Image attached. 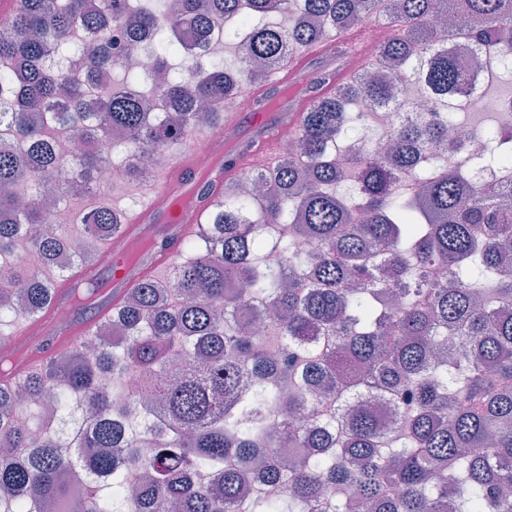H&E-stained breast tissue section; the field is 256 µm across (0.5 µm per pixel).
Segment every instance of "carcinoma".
<instances>
[{
	"label": "carcinoma",
	"instance_id": "1",
	"mask_svg": "<svg viewBox=\"0 0 512 512\" xmlns=\"http://www.w3.org/2000/svg\"><path fill=\"white\" fill-rule=\"evenodd\" d=\"M491 55L512 85V0H22L0 24V332L39 317L57 281L44 265L74 238L119 236L126 212L90 207L74 235L39 203L103 189L118 168L184 145L198 110L223 121L246 63L384 21L387 81L336 77L325 60L293 135L297 154L241 171L164 278L147 277L95 322V361L76 348L0 385V499L13 512H512V206L471 170L512 168V112L497 100L487 144L462 155L471 126L451 100L470 68L433 51V19ZM313 23L283 28L278 17ZM133 17L162 80L112 54V27ZM224 40L239 66L213 55ZM412 84L446 108L411 115ZM96 108L86 107L94 90ZM386 106L363 124L350 102ZM76 134L63 164L52 130ZM107 142L112 153L99 150ZM269 252L280 262L265 259ZM81 303H99L89 281ZM139 393L117 402L126 378ZM36 424L17 420L16 394ZM385 400L381 423L361 401ZM272 448L293 449L288 464Z\"/></svg>",
	"mask_w": 512,
	"mask_h": 512
}]
</instances>
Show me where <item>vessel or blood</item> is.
Listing matches in <instances>:
<instances>
[{
	"label": "vessel or blood",
	"mask_w": 512,
	"mask_h": 512,
	"mask_svg": "<svg viewBox=\"0 0 512 512\" xmlns=\"http://www.w3.org/2000/svg\"><path fill=\"white\" fill-rule=\"evenodd\" d=\"M333 51L334 46L330 43L311 45L288 59L272 85L287 89L289 108L278 113L275 119H267L265 114L240 108L232 102L225 105L224 129L227 135L242 132L248 126L267 127V135L253 154L238 158L233 165H225V138L204 135L198 137L197 146L209 153V166H198L195 154L187 152L157 174L142 200L127 216L121 231L125 250L104 251L98 260L79 268L72 278L58 284L52 304L39 319L19 327L17 338L24 368H31L65 352L71 347L73 337L86 334V322L74 317L64 320L59 316L60 309L70 302V289L78 281L95 278L103 270H111V286L119 296L135 287L144 276L168 268L179 255L184 241L196 233L198 224L212 200L221 192L224 182L235 178L244 166L270 162L277 141L296 125L299 113L309 103L308 97L298 92L309 61ZM160 195L167 197V206H157L156 198ZM150 233L163 236L167 241L166 249L145 255L141 263L127 262L126 249Z\"/></svg>",
	"instance_id": "vessel-or-blood-1"
}]
</instances>
